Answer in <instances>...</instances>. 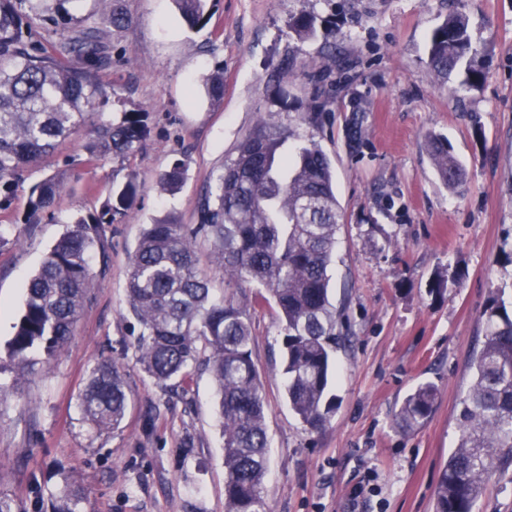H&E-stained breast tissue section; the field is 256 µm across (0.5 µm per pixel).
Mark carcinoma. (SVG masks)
<instances>
[{"mask_svg": "<svg viewBox=\"0 0 512 512\" xmlns=\"http://www.w3.org/2000/svg\"><path fill=\"white\" fill-rule=\"evenodd\" d=\"M67 0H0V193L9 194L24 171L55 153L58 145L87 127L83 165L125 158L146 141V113L123 110L112 118L104 108L113 89L100 74L110 63L107 27L120 28L125 14L102 5L100 21L88 25L69 13ZM209 0H174L191 29L204 28ZM317 15L302 10L289 28L303 42L316 33ZM469 20L448 13L430 36L428 60L442 87L454 74L460 86H474ZM213 101L224 95V71L206 78ZM288 132L258 124L224 163V172L206 193L198 224L164 220L144 228L127 273L128 313L140 326L136 342L143 371L162 388L189 381L201 350L218 397L224 435V512H267L263 480L269 439L263 383L252 358L253 335L247 308L213 295L197 267L194 239L213 238L224 269L236 284L252 283L274 303L284 332L285 392L293 413L312 431L325 426L333 408L336 307L329 297L339 207L328 158L315 143L282 153ZM442 183L464 181L461 162L448 141L427 140ZM185 176L175 163L158 179L168 191ZM66 172L30 189L28 224L38 222L64 187ZM136 191L130 179L98 215L80 216L47 253L29 280L23 311L6 351L22 374L41 351L53 357L68 342L87 292L93 285L91 252L104 247V225L125 214ZM474 379L459 413L460 440L448 458L435 492V512H475L486 482L512 466V315L505 301L486 310L484 340L472 360ZM437 398L422 383L395 414L403 432L422 424ZM129 396L117 367L108 359L91 369L79 395L82 418L97 435L117 428ZM80 486L66 477L53 496L52 512H87Z\"/></svg>", "mask_w": 512, "mask_h": 512, "instance_id": "obj_1", "label": "carcinoma"}]
</instances>
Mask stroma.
<instances>
[{
	"label": "stroma",
	"mask_w": 512,
	"mask_h": 512,
	"mask_svg": "<svg viewBox=\"0 0 512 512\" xmlns=\"http://www.w3.org/2000/svg\"><path fill=\"white\" fill-rule=\"evenodd\" d=\"M129 17L112 36L113 111L146 113L149 135L127 159L75 165L85 133L29 169L0 225V489L25 512H51L64 477L84 490L89 512H224V450L215 388L204 363L180 386L160 388L135 352L126 281L144 225H196L202 198L257 121L312 141L329 158L341 213L331 301L341 312L336 396L312 432L289 409L283 338L274 307L254 287H229L211 238L199 236V269L216 295L247 303L252 358L264 386L270 512H433L439 475L458 444L457 416L480 348L483 315L512 290V0H464L481 80L451 92L428 65L433 29L451 0H217L208 25L190 30L173 0H120ZM319 15L297 41L289 17ZM224 71V98L205 77ZM287 100H280L279 91ZM447 138L466 177L439 180L428 135ZM179 189L160 193L175 162ZM68 177L38 223L25 221L32 185ZM136 194L94 250V286L61 353L16 377L5 350L26 284L69 223L100 212L127 181ZM444 275L441 294L431 291ZM111 359L130 396L121 425L91 433L78 408L90 369ZM438 389L419 428L393 420L420 383Z\"/></svg>",
	"instance_id": "stroma-1"
}]
</instances>
